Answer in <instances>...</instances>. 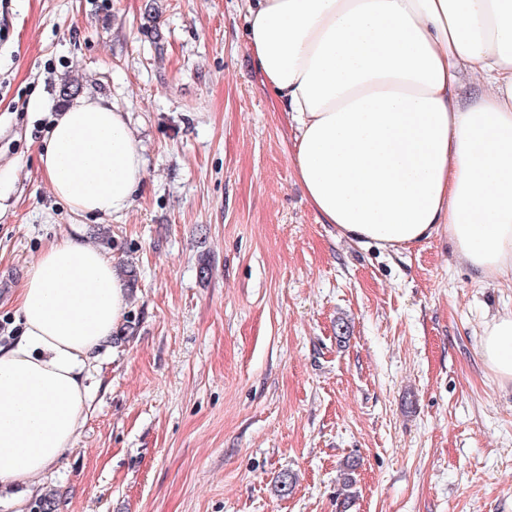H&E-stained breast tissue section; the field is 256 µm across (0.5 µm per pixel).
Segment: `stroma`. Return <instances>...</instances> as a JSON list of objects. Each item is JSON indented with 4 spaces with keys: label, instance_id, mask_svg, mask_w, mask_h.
I'll list each match as a JSON object with an SVG mask.
<instances>
[{
    "label": "stroma",
    "instance_id": "35a3bbf8",
    "mask_svg": "<svg viewBox=\"0 0 512 512\" xmlns=\"http://www.w3.org/2000/svg\"><path fill=\"white\" fill-rule=\"evenodd\" d=\"M245 0H0V341L25 270L82 227L138 280L74 445L0 512H512V386L479 356L512 282L447 229L399 251L322 223L256 72ZM124 112L125 214L73 213L37 149L64 85ZM296 476L280 496L278 478Z\"/></svg>",
    "mask_w": 512,
    "mask_h": 512
}]
</instances>
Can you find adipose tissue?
<instances>
[{
  "instance_id": "obj_1",
  "label": "adipose tissue",
  "mask_w": 512,
  "mask_h": 512,
  "mask_svg": "<svg viewBox=\"0 0 512 512\" xmlns=\"http://www.w3.org/2000/svg\"><path fill=\"white\" fill-rule=\"evenodd\" d=\"M246 21L322 223L384 249L444 227L481 279L512 280V0H247ZM39 162L72 212L99 216L131 207L145 167L125 114L88 95L55 116ZM125 298L77 229L28 266L20 334L0 345V487L32 483L73 446L88 363ZM479 352L512 384V311L485 325Z\"/></svg>"
}]
</instances>
